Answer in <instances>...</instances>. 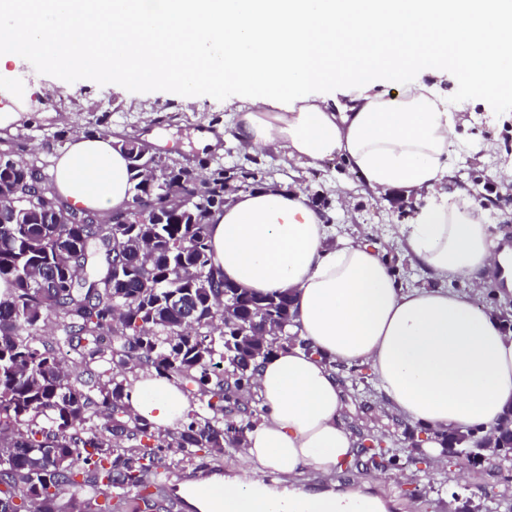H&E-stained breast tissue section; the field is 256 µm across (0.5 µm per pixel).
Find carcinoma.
<instances>
[{"mask_svg": "<svg viewBox=\"0 0 512 512\" xmlns=\"http://www.w3.org/2000/svg\"><path fill=\"white\" fill-rule=\"evenodd\" d=\"M132 197L158 215L156 224H114L112 215L78 210L76 224H56L71 208L49 188L33 186L28 164L0 153V186L29 191L31 220L12 221L20 202L0 197V512H125L138 510L141 491L154 489L162 512L159 467L171 449L193 457L224 454L245 436L259 410L245 393L255 367L244 355L267 357L275 341L226 335V300L246 317L274 319L288 332V294L256 295L228 287L209 244L211 221L224 208V169L208 173L207 195L183 208L193 175L167 160L156 181L140 177L151 159L121 143ZM193 302L198 328L174 334L178 312L170 298ZM49 327L52 337L40 330ZM80 371L73 376L67 359ZM138 370L193 394L206 416L190 415L176 431H162L131 412L129 375ZM483 430L442 434L454 455L475 457ZM369 455L366 468L397 465L387 450ZM76 492H70V489Z\"/></svg>", "mask_w": 512, "mask_h": 512, "instance_id": "cac0c4a2", "label": "carcinoma"}]
</instances>
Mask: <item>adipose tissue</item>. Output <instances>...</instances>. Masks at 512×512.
Returning a JSON list of instances; mask_svg holds the SVG:
<instances>
[{
    "label": "adipose tissue",
    "mask_w": 512,
    "mask_h": 512,
    "mask_svg": "<svg viewBox=\"0 0 512 512\" xmlns=\"http://www.w3.org/2000/svg\"><path fill=\"white\" fill-rule=\"evenodd\" d=\"M33 58L98 83L167 85L187 105L223 98L243 151L307 166L337 157L373 194L421 200L398 233L429 287L399 283L368 239H332L301 191L229 195L210 226L215 261L250 292L288 293L300 341L259 360L249 398L260 418L242 444L250 469L204 480L199 512H386L360 491L257 494L269 472L287 484L352 465L341 384L351 368L373 369L380 407L436 432L489 430L512 407V332L470 298L512 287V252L497 250L479 206L449 195L458 118L426 82L451 71L479 100L512 91V0H0V71ZM117 142L74 132L53 190L125 210ZM455 279L469 293L449 289ZM130 382L134 413L182 426L191 402L178 385L148 373Z\"/></svg>",
    "instance_id": "ef3b65f1"
}]
</instances>
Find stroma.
I'll return each mask as SVG.
<instances>
[{"instance_id":"obj_1","label":"stroma","mask_w":512,"mask_h":512,"mask_svg":"<svg viewBox=\"0 0 512 512\" xmlns=\"http://www.w3.org/2000/svg\"><path fill=\"white\" fill-rule=\"evenodd\" d=\"M435 83L449 111L460 117L457 133L462 148L449 193L471 197L485 212L492 238L512 246V182L499 181V169L512 167V96L495 102L471 97L463 78L448 73ZM0 86L27 90L31 119L15 132L0 131V151L12 149L23 159L40 164L44 175H51L54 159L63 151L53 141L61 130H87L97 119H104L107 133L122 132L155 145L157 153L171 160L198 168L217 167L235 172L239 168L257 172L259 183L273 182L308 194L310 201L324 211L337 235L371 237L382 257L404 284L421 286L429 278L424 268L411 261L395 228L408 223L418 203L415 195L398 189L374 195L362 177L349 172L342 161L327 158L312 167H303L268 150L244 153L233 129V119L220 97L184 106L176 92L166 86L117 87L99 84L75 69L50 72L39 63L7 67L0 74ZM223 129L221 151L198 155L193 147L195 131ZM493 151H486V143ZM355 433L382 435L391 452L399 458L397 472L367 471L364 462L344 469L339 481L345 487H359L378 497L388 512H454L458 483L449 469L425 458L421 444L426 431L395 412L376 410L378 382L371 369L348 373L342 380ZM171 474L168 496L183 494L196 478L234 475L247 469V461L236 449L223 456L205 453L189 459L168 452ZM473 507L480 512L495 507L512 512V461L495 459L471 467L467 482Z\"/></svg>"}]
</instances>
